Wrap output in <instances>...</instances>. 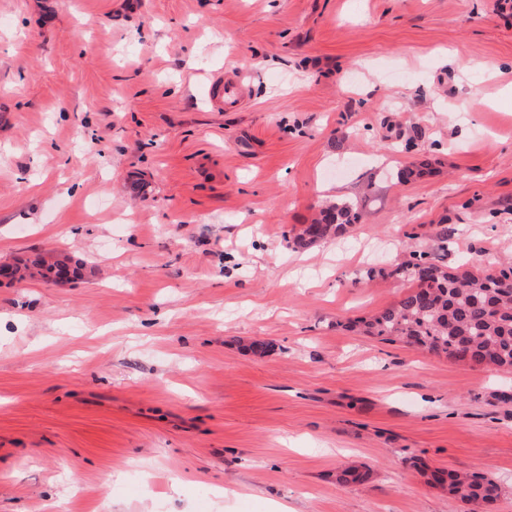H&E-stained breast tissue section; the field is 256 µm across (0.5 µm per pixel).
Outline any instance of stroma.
Returning a JSON list of instances; mask_svg holds the SVG:
<instances>
[{"label": "stroma", "mask_w": 512, "mask_h": 512, "mask_svg": "<svg viewBox=\"0 0 512 512\" xmlns=\"http://www.w3.org/2000/svg\"><path fill=\"white\" fill-rule=\"evenodd\" d=\"M440 224L512 255L500 0H0V264L81 267L0 282V512H512V374L344 328ZM241 87L234 81H221L216 79L213 87V97L215 101L224 106L232 107L239 99ZM359 218L358 203L336 200L322 206L311 224L293 230L288 237V245L292 243L296 248H306L327 241L345 233ZM432 481L447 486L448 493L471 504L472 512H488L500 496L499 485L488 476L478 473H461L454 470H437Z\"/></svg>", "instance_id": "35a3bbf8"}]
</instances>
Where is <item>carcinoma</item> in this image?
Listing matches in <instances>:
<instances>
[{
    "mask_svg": "<svg viewBox=\"0 0 512 512\" xmlns=\"http://www.w3.org/2000/svg\"><path fill=\"white\" fill-rule=\"evenodd\" d=\"M360 218L359 205L336 201L322 206L310 224L292 231L288 243L306 248L345 233ZM440 254L412 253L410 258L386 269L371 267L369 279L395 278L409 289L394 304L368 317L348 323L347 328L383 340L402 341L435 354L482 366L486 362L500 370H512V263L476 272L460 264L448 270V228L438 226ZM20 279L38 277L54 281L62 272V261L38 256L12 263ZM433 483L472 505V512H490L500 496L499 485L488 476L437 470Z\"/></svg>",
    "mask_w": 512,
    "mask_h": 512,
    "instance_id": "1",
    "label": "carcinoma"
}]
</instances>
